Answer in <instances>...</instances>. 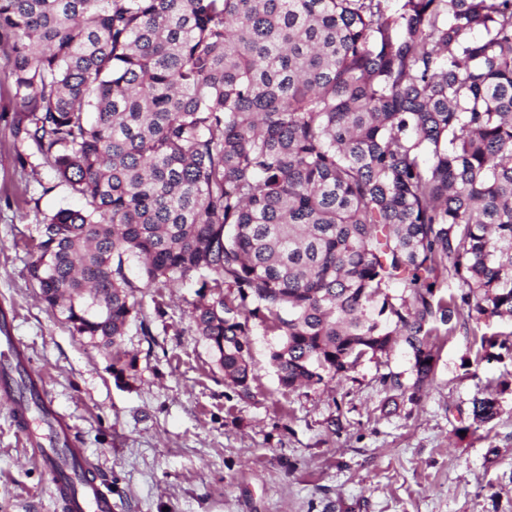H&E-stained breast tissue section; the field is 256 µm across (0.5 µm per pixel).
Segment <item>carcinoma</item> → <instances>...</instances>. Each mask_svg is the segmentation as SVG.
<instances>
[{"instance_id":"obj_1","label":"carcinoma","mask_w":512,"mask_h":512,"mask_svg":"<svg viewBox=\"0 0 512 512\" xmlns=\"http://www.w3.org/2000/svg\"><path fill=\"white\" fill-rule=\"evenodd\" d=\"M0 55L17 164L84 201L29 275L95 344L132 319V261L212 291L195 331L243 397L251 319L288 389L402 344L392 400L440 337L512 322V0H0Z\"/></svg>"}]
</instances>
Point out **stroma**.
<instances>
[{"label": "stroma", "instance_id": "stroma-1", "mask_svg": "<svg viewBox=\"0 0 512 512\" xmlns=\"http://www.w3.org/2000/svg\"><path fill=\"white\" fill-rule=\"evenodd\" d=\"M0 62V313L40 373L52 408L112 490L115 512H512V355L477 357L473 336L442 337L433 382L389 401L380 377L408 373L403 348L347 376L283 388L276 334L250 321L252 395L224 381L192 320L196 280L141 287L111 351L47 309L29 265L45 216L81 207L40 162L18 166L9 123L18 110ZM497 416L465 436L474 396ZM0 512H62L53 482L0 403Z\"/></svg>", "mask_w": 512, "mask_h": 512}]
</instances>
